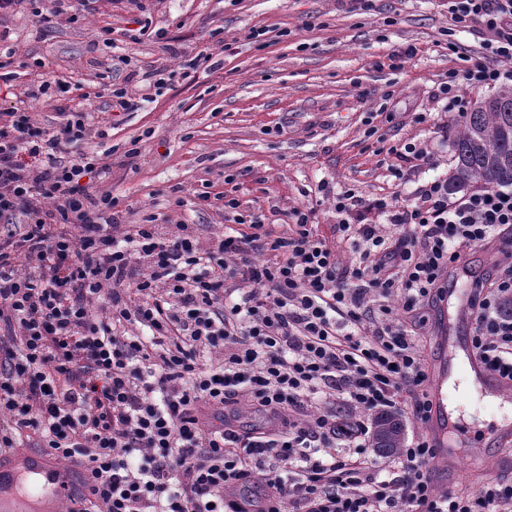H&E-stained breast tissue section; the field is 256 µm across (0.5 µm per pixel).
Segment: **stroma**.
Wrapping results in <instances>:
<instances>
[{"mask_svg":"<svg viewBox=\"0 0 512 512\" xmlns=\"http://www.w3.org/2000/svg\"><path fill=\"white\" fill-rule=\"evenodd\" d=\"M5 29L15 43L0 61V91L67 83L35 116L49 124L64 109L89 111L83 148L115 147L105 183L125 223L190 224L206 242L230 218L197 195L225 192L279 236L293 210L309 213L347 265L358 255L333 232L336 193L406 195L448 178L463 119L445 111L437 88L483 54L478 33L453 31L448 0H98L95 12L48 30L25 4L0 17ZM408 47L413 56L393 66L391 55ZM150 69L161 87L129 81ZM123 82L137 108L119 114L108 103ZM401 139L424 142L432 165L396 162L387 150Z\"/></svg>","mask_w":512,"mask_h":512,"instance_id":"1","label":"stroma"}]
</instances>
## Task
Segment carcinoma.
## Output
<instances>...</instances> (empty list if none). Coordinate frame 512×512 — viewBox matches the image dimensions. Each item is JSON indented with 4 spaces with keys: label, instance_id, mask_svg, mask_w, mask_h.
I'll use <instances>...</instances> for the list:
<instances>
[{
    "label": "carcinoma",
    "instance_id": "obj_1",
    "mask_svg": "<svg viewBox=\"0 0 512 512\" xmlns=\"http://www.w3.org/2000/svg\"><path fill=\"white\" fill-rule=\"evenodd\" d=\"M455 170L448 190L471 184L512 186V88L480 101L467 113L455 142ZM403 426L387 412L375 418V444L383 450L402 447Z\"/></svg>",
    "mask_w": 512,
    "mask_h": 512
}]
</instances>
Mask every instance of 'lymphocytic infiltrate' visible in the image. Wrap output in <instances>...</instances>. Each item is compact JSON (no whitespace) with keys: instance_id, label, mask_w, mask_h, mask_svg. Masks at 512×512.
<instances>
[{"instance_id":"lymphocytic-infiltrate-1","label":"lymphocytic infiltrate","mask_w":512,"mask_h":512,"mask_svg":"<svg viewBox=\"0 0 512 512\" xmlns=\"http://www.w3.org/2000/svg\"><path fill=\"white\" fill-rule=\"evenodd\" d=\"M95 3L31 0L50 25ZM448 11L485 50L438 89L462 115L472 93L512 82V0H448ZM54 88L66 86L0 101V219L11 222L0 231V449L33 435L58 461L82 462L103 512H512V481L436 490L424 438L377 470L367 426L426 382V311L463 249L512 230V189L454 197L437 179L405 197L342 191L334 230L361 246L350 266L308 213L277 236L229 197L235 226L206 246L187 224L123 223L101 182L111 150L82 149L85 112L36 121ZM510 302L512 264L476 287L471 343L512 380ZM316 394L356 422L312 411ZM243 396L274 426L228 429L224 410ZM342 436L354 444L345 455L332 450Z\"/></svg>"}]
</instances>
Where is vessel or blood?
<instances>
[{
    "instance_id": "1",
    "label": "vessel or blood",
    "mask_w": 512,
    "mask_h": 512,
    "mask_svg": "<svg viewBox=\"0 0 512 512\" xmlns=\"http://www.w3.org/2000/svg\"><path fill=\"white\" fill-rule=\"evenodd\" d=\"M454 268L467 277L469 285L449 289L439 304L440 312L446 313L447 318L434 335L435 354L426 388L427 440L434 451L427 477L444 487L453 485L457 479L453 456L448 451V436L452 433L469 445L473 479L482 478L481 461L490 451L495 453L500 467L512 468L511 423L478 432L448 412V374L461 355L483 389L502 401L512 400V380L491 371L474 350L470 337L460 332L471 319L473 286L481 277L471 271L467 261L455 263ZM92 484L91 472L64 469L46 452L0 453V512H57L60 503L69 501L75 494H87Z\"/></svg>"
}]
</instances>
